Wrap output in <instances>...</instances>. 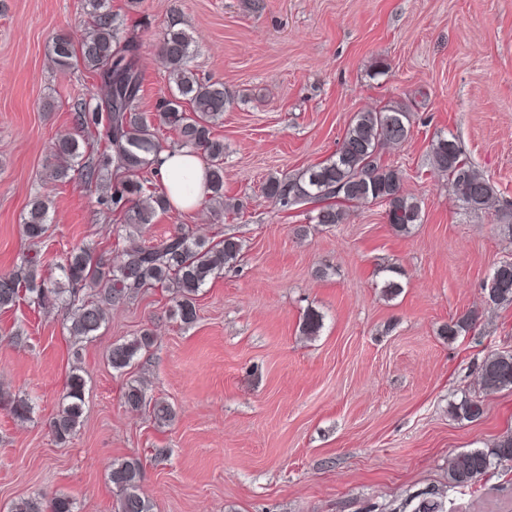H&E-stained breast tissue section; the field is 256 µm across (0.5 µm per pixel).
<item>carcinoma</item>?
<instances>
[{"instance_id":"obj_1","label":"carcinoma","mask_w":512,"mask_h":512,"mask_svg":"<svg viewBox=\"0 0 512 512\" xmlns=\"http://www.w3.org/2000/svg\"><path fill=\"white\" fill-rule=\"evenodd\" d=\"M89 29L79 44L65 35L56 36L50 54L60 69L71 66L80 57L107 88L108 112L81 110L77 120L82 128L104 125L107 145L97 152L96 160L81 167L86 184L107 187L101 204L123 215L119 238L123 247L116 256L94 253L89 247L74 249L59 266L61 279L50 281L41 273L39 252L25 254L19 267L0 272V309L16 306L25 299L43 308L59 305L70 310L69 333L75 339H91L105 324L109 309L126 301L143 288L160 286L170 290L176 314L184 324L196 320V296L200 288L224 271V266L240 255L242 244L226 237L212 244L186 232L181 227L155 242L142 239L143 230L153 223L159 211L168 209L162 192L149 190L140 174L152 166V156L162 149L157 131L165 126L175 131L177 146L201 151L208 159L209 200L224 209V141L213 129L224 117L232 99L224 84L202 80L191 68L192 37L178 15L168 22L159 43V58L173 85L171 96L162 101L155 117L139 111L141 74L138 69L140 44L133 37L120 36V24L104 0H92ZM410 115L401 105L381 110L358 112L332 157L300 175L271 176L263 193L285 207L336 198L339 203L312 210L310 222L331 226L344 222L345 203L380 202L386 206V218L403 234L421 223V207L402 189L399 169L381 163L380 147L385 143L402 144L410 136ZM78 135L65 133L53 143V154L70 161L83 156ZM431 164L448 178L464 208L482 211L496 195L493 184L471 162L463 158L455 138L439 136L431 145ZM122 177L112 182L113 173ZM49 229V206L41 200L32 202L23 224L30 246L42 242ZM492 288H483L486 304L512 303V260L500 262L490 275ZM323 317L312 310L303 320L302 332L316 335ZM153 344V334L145 330L130 342L115 343L108 352L112 369L129 367L143 349ZM482 388L486 392L512 390V353L488 356L480 367ZM86 380L78 372L69 376L63 403L50 421L55 439L65 443L81 425ZM127 409L138 411L146 406L141 384L129 383L123 393ZM457 414L475 420L483 414L482 401L464 398L455 407ZM512 461V434L502 436L489 450L474 448L454 455L448 465V482L468 486L496 465ZM142 463L129 457L112 464L108 478L116 491L114 512H151L150 501L143 494ZM14 512H75L74 501L66 495L51 498L37 496L21 501Z\"/></svg>"}]
</instances>
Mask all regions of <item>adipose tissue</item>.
<instances>
[{
    "instance_id": "1",
    "label": "adipose tissue",
    "mask_w": 512,
    "mask_h": 512,
    "mask_svg": "<svg viewBox=\"0 0 512 512\" xmlns=\"http://www.w3.org/2000/svg\"><path fill=\"white\" fill-rule=\"evenodd\" d=\"M154 170L173 209H196L208 193L207 168L190 149L160 150Z\"/></svg>"
}]
</instances>
